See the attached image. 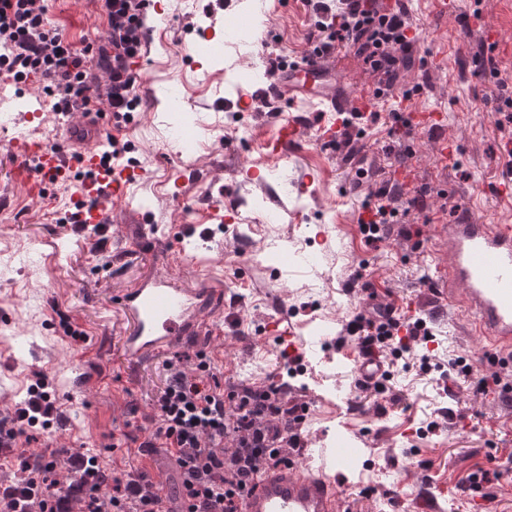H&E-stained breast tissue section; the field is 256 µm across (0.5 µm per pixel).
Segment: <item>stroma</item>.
<instances>
[{"instance_id": "stroma-1", "label": "stroma", "mask_w": 512, "mask_h": 512, "mask_svg": "<svg viewBox=\"0 0 512 512\" xmlns=\"http://www.w3.org/2000/svg\"><path fill=\"white\" fill-rule=\"evenodd\" d=\"M52 24L70 40L104 36L105 22L90 0H48ZM409 22L423 39L413 48V64L401 89L421 85L415 104L447 115V134L459 146L446 171L432 160V136L421 133L411 158L387 156L390 112L398 97L382 100L378 122L364 123L357 155L316 144L313 128L321 115L299 106L307 130L288 163L265 185L245 181L241 166L257 158L260 137L272 129L275 112L226 107V100L249 95L267 81L265 58L299 55L309 47L312 18L303 0L263 16L272 38L256 46H236L211 56L209 41L224 38V16L252 11V0H166L165 14L149 27L152 48L141 71L148 79L142 106L132 120L121 163L142 167L149 178L128 190L132 207L147 213L152 229L139 238L138 225L118 211L103 230L107 250L95 252L89 236L77 235L60 213L69 201L76 173L67 182L47 185L45 201L32 200L14 178V162L0 153V407L27 395L38 377L55 390L61 416L37 429V448L84 447L117 470L141 460L112 446L113 435L135 433L131 407L149 410L164 384L166 361L194 355L195 345L179 346L130 362L120 348L122 314L114 293L142 276L168 269L188 285H198V261H221L228 293L219 306L208 350L219 382L287 383L290 397L308 402L302 428L313 446L334 442L344 431L363 453L343 471L340 482L359 500L362 512H414L411 495L421 486H451L455 496L444 512H469L481 493L490 512H512V481L500 479L473 490L467 476L493 469L512 454V406L459 388L445 378L448 361L462 356L474 377H491L481 340L467 319L447 305L428 300L430 257L410 252L408 241L389 235L370 246L355 215L368 192L356 184L363 164L385 172H408V191L444 187L426 210H411L410 225L425 227L432 212L468 205L473 217L494 224L512 218V207L492 194L511 155L512 122L495 110L492 82L476 77L473 58L490 44L483 26L469 24L463 11L436 18L426 0H409ZM447 50V66L437 71L424 62L433 47ZM243 71L256 72L249 83ZM6 95L31 100L33 118L11 110L0 125V141L34 137L60 148L65 120L51 110L41 85L10 83ZM193 123L204 149L182 151L177 131ZM313 179V191L299 184ZM219 203L238 212L233 224L196 225L199 211ZM305 266L284 268L283 252ZM374 283L384 301L414 304L417 316L433 322L437 347L430 373L415 358L391 363L394 374L383 393L351 386L348 357L354 346L337 341L346 323L367 313L361 286ZM286 309L302 342V362L283 358L284 347L266 327L268 317ZM108 377L97 387L82 385L91 366Z\"/></svg>"}]
</instances>
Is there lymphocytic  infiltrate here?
<instances>
[{
  "label": "lymphocytic infiltrate",
  "instance_id": "f902f5d3",
  "mask_svg": "<svg viewBox=\"0 0 512 512\" xmlns=\"http://www.w3.org/2000/svg\"><path fill=\"white\" fill-rule=\"evenodd\" d=\"M149 0H103L105 35L96 63L86 48L70 41L48 17L45 0H0V73L13 81L37 79L53 100L55 112L108 106L124 120L141 104L130 70L147 53ZM315 17L310 34L319 54L329 57L349 46L375 78V96L389 95L400 73L412 64L408 7L384 0H304ZM401 192L389 184L371 192V213L360 230L380 241L400 214ZM399 323L381 312L358 315L345 332L363 346L394 358L411 352L412 342L434 340L423 318L411 323L409 339ZM165 384L140 427L145 437L138 456L169 451L178 477V512H239L241 497L257 474L295 447L292 417L297 407L285 401V385L237 383L203 388L180 365L166 362ZM60 415L54 392L32 385L22 404L0 418V462L13 466L0 479V512H165L164 497L150 471L119 473L99 456L59 447L51 453L32 448L33 428Z\"/></svg>",
  "mask_w": 512,
  "mask_h": 512
}]
</instances>
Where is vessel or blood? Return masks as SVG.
<instances>
[{
  "mask_svg": "<svg viewBox=\"0 0 512 512\" xmlns=\"http://www.w3.org/2000/svg\"><path fill=\"white\" fill-rule=\"evenodd\" d=\"M257 94L284 108L263 143L271 166L287 157L289 145L303 126L302 120L291 114L292 106L302 103L320 111L315 140L331 145L343 113L352 109L373 112L379 104L373 94L347 93L340 81L328 78L322 59L312 52L284 60ZM409 115L412 132L432 134L436 165L446 167L458 150L446 134L445 113L413 109ZM111 120L108 112L71 114L62 148L29 138L10 141L5 150L32 197L43 198L45 185L59 182L76 162L88 173L70 196L79 221L102 224L112 210L126 207L127 189L143 170L103 162L97 142L104 124ZM432 247L430 279L435 297L469 319L486 353L500 360L512 359V224L479 222L464 210L448 222L434 225ZM223 294L215 272L204 276L199 288L186 287L182 278L166 271L153 274L119 298L130 321L120 336L124 355L139 360L180 343L207 339L211 323L204 312ZM384 371L380 358L357 353L352 385L359 389L374 384ZM360 454L346 439L337 440L331 448H311L298 442L287 460L261 471L242 499L240 512H357L356 499L341 493L334 476Z\"/></svg>",
  "mask_w": 512,
  "mask_h": 512,
  "instance_id": "b4317fda",
  "label": "vessel or blood"
}]
</instances>
